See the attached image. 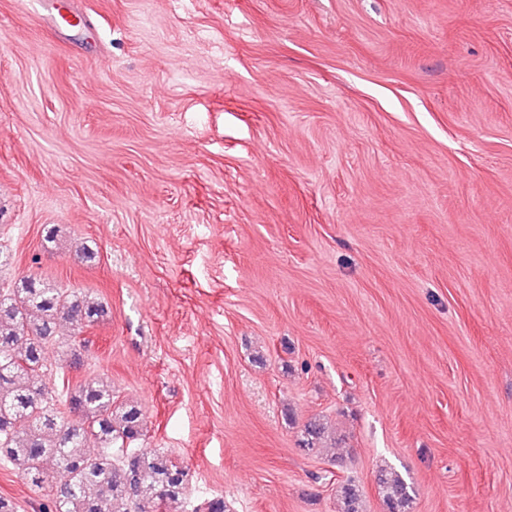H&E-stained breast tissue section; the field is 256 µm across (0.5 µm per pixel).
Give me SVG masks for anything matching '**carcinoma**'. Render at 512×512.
<instances>
[{
    "label": "carcinoma",
    "instance_id": "obj_1",
    "mask_svg": "<svg viewBox=\"0 0 512 512\" xmlns=\"http://www.w3.org/2000/svg\"><path fill=\"white\" fill-rule=\"evenodd\" d=\"M108 308L82 291L23 277L0 289V460L46 490L40 512H165L184 495L186 470L166 452H146L142 406L121 399L112 383L88 377L55 400L41 381L49 348L72 345L79 368L83 329L103 322ZM336 442L321 420L307 422L301 448L318 453ZM95 451H90V448ZM387 512H412L413 490L395 471L378 475ZM337 512H364L359 488L340 486Z\"/></svg>",
    "mask_w": 512,
    "mask_h": 512
}]
</instances>
